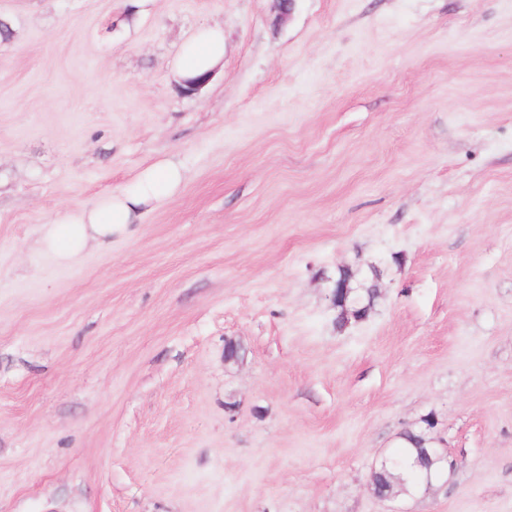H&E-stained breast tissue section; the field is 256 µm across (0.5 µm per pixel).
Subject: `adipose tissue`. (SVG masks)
Listing matches in <instances>:
<instances>
[{
    "label": "adipose tissue",
    "instance_id": "adipose-tissue-1",
    "mask_svg": "<svg viewBox=\"0 0 512 512\" xmlns=\"http://www.w3.org/2000/svg\"><path fill=\"white\" fill-rule=\"evenodd\" d=\"M223 57V31L200 27L182 48L180 75L187 80L212 72ZM184 178L176 164L155 165L131 187L101 196L92 207L76 210L64 221L44 225L39 245L63 264L75 262L86 248H108L113 236L130 233L145 207L173 197Z\"/></svg>",
    "mask_w": 512,
    "mask_h": 512
}]
</instances>
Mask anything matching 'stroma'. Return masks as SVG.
Masks as SVG:
<instances>
[{
	"label": "stroma",
	"instance_id": "35a3bbf8",
	"mask_svg": "<svg viewBox=\"0 0 512 512\" xmlns=\"http://www.w3.org/2000/svg\"><path fill=\"white\" fill-rule=\"evenodd\" d=\"M0 20V512H512V0ZM204 24L224 59L187 95ZM165 160L131 234L40 250ZM343 268L379 297L340 329ZM428 417L445 480L380 501ZM224 58V33L221 29L201 26L191 40L182 48L180 56V76L184 80L194 79L203 73H212L214 67ZM194 77V78H193ZM211 74L198 83L194 92L202 84L209 82ZM191 93V94H192Z\"/></svg>",
	"mask_w": 512,
	"mask_h": 512
}]
</instances>
